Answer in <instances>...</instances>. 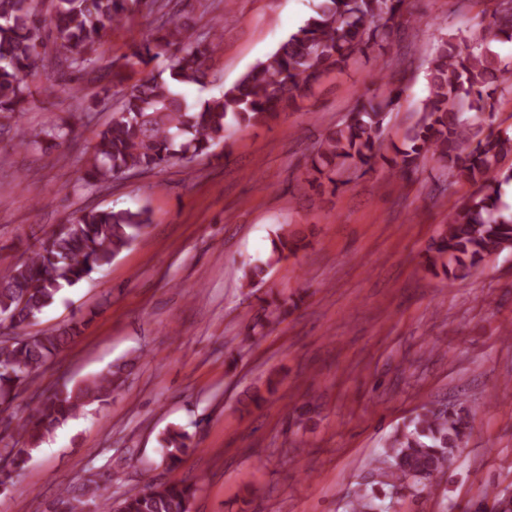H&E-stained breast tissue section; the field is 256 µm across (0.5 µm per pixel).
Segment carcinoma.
<instances>
[{"label": "carcinoma", "instance_id": "obj_1", "mask_svg": "<svg viewBox=\"0 0 512 512\" xmlns=\"http://www.w3.org/2000/svg\"><path fill=\"white\" fill-rule=\"evenodd\" d=\"M43 15L35 0H0V127L12 126L19 148L68 144L76 123L63 120L32 132L16 124L33 96L26 78L52 58L59 69L86 73L100 81L99 48L107 31L126 22L143 0H51ZM408 0H319L313 13L265 60L258 62L217 96L193 99L189 87L209 84L210 61L220 35H200L163 12L164 0H150L161 12L155 32L131 48L132 64L171 58L168 74L159 73L122 89V106L97 134L78 177L88 191L109 187L122 174L166 167L174 158L189 163L208 155L231 127L269 125L293 107L301 93L329 72H342L357 55L388 42L404 19ZM490 35L512 42V0H500L488 22ZM507 66L481 43L441 40L427 68L428 93L418 105L421 119L408 131L393 156L382 152L386 120L399 106L406 86L388 94L362 93L351 118L328 130L318 151L306 163L309 184L336 192L346 185L341 174L360 175L383 162L395 175L406 176L430 158L459 180L477 186L433 241L426 256L431 270L442 268L448 280L464 277L485 258L512 251V211L500 204V191L512 183V167L500 161L512 154V137L494 132L501 86ZM150 224L144 208L84 207L72 211L64 228L39 239L25 260L0 268V413L31 388L54 355L75 341L85 322L36 335L20 329L39 316L63 289L72 287L121 253ZM299 248L296 234L275 235L272 257L279 260ZM265 268L243 271L242 287L254 295L264 283ZM259 316L274 323L288 314V300L270 293L257 297ZM125 366L115 365L79 384L64 382L36 395L35 407L14 431L18 443L0 447V489L15 488L14 476L27 467L33 452L87 407L106 404L122 384ZM464 408L433 404L395 430L368 464L358 489L347 496L344 512H390L405 498L435 493L456 448L464 442L469 421ZM162 463L169 470L195 449L192 435L170 426L158 438ZM197 484L185 480H149L114 499L97 474L77 491L60 493L59 512H189ZM512 512V498L486 488L474 512Z\"/></svg>", "mask_w": 512, "mask_h": 512}]
</instances>
